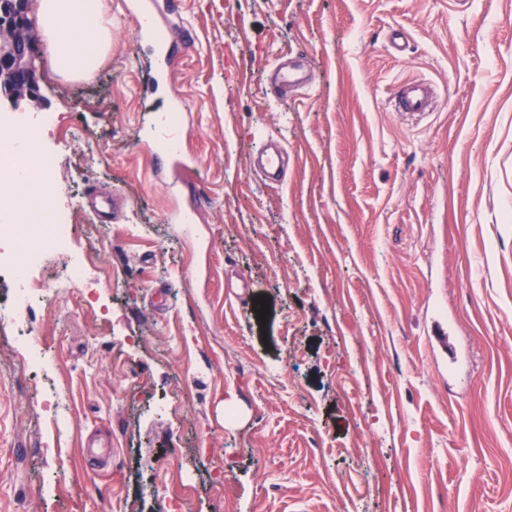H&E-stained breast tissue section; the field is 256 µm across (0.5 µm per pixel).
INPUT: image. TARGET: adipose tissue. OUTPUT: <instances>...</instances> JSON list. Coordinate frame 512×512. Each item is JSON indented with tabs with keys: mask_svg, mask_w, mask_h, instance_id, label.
<instances>
[{
	"mask_svg": "<svg viewBox=\"0 0 512 512\" xmlns=\"http://www.w3.org/2000/svg\"><path fill=\"white\" fill-rule=\"evenodd\" d=\"M38 21L56 72L79 77L108 50L111 26L94 0H39Z\"/></svg>",
	"mask_w": 512,
	"mask_h": 512,
	"instance_id": "ef3b65f1",
	"label": "adipose tissue"
}]
</instances>
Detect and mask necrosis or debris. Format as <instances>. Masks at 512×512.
<instances>
[{"mask_svg":"<svg viewBox=\"0 0 512 512\" xmlns=\"http://www.w3.org/2000/svg\"><path fill=\"white\" fill-rule=\"evenodd\" d=\"M26 139V133L0 118V159L9 162L13 169H24L28 178L46 182L55 159L36 150H23ZM20 195L16 180L1 173L0 269L9 268L21 274L22 284L13 296V305L17 311L26 312L81 285L84 267L72 263L57 271L46 266L47 254H65L70 248L69 227L60 222L54 210L42 205L29 206L24 210L23 223H2V216L14 211Z\"/></svg>","mask_w":512,"mask_h":512,"instance_id":"1","label":"necrosis or debris"}]
</instances>
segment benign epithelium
I'll return each instance as SVG.
<instances>
[{"label":"benign epithelium","instance_id":"7a95c632","mask_svg":"<svg viewBox=\"0 0 512 512\" xmlns=\"http://www.w3.org/2000/svg\"><path fill=\"white\" fill-rule=\"evenodd\" d=\"M31 29L30 0H0V97L13 106L38 97Z\"/></svg>","mask_w":512,"mask_h":512}]
</instances>
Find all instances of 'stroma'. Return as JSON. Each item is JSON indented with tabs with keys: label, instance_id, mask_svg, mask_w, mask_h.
I'll use <instances>...</instances> for the list:
<instances>
[{
	"label": "stroma",
	"instance_id": "obj_1",
	"mask_svg": "<svg viewBox=\"0 0 512 512\" xmlns=\"http://www.w3.org/2000/svg\"><path fill=\"white\" fill-rule=\"evenodd\" d=\"M98 2L101 64L40 50L16 110L59 117L48 264L95 285L29 313L32 374L0 275V512H512V0H177V172L144 145L167 99L126 0ZM286 58L308 86L266 87ZM408 81L433 111L395 110ZM284 164L283 150L275 148L261 157L258 161V169L266 180L281 183L284 175ZM33 331L18 334V341L27 350V358L24 357L23 368L26 371L37 372L43 363L41 356V348L39 344L31 337L34 336Z\"/></svg>",
	"mask_w": 512,
	"mask_h": 512
}]
</instances>
